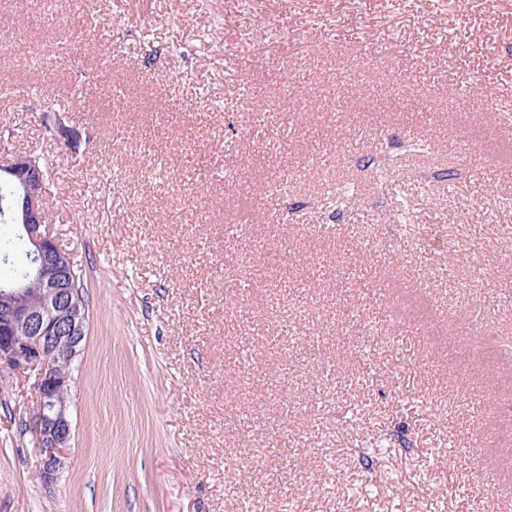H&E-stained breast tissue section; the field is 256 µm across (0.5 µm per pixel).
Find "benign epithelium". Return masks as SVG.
<instances>
[{
  "label": "benign epithelium",
  "instance_id": "7a95c632",
  "mask_svg": "<svg viewBox=\"0 0 512 512\" xmlns=\"http://www.w3.org/2000/svg\"><path fill=\"white\" fill-rule=\"evenodd\" d=\"M0 180L14 188L13 220L28 245L27 288H0V368L35 373L36 400L21 421L39 449L37 476L57 482L72 438L69 402L71 374L61 364L80 355L86 335L87 309L69 287L73 261L50 234L45 203V171L38 158L16 155L0 165ZM40 288L36 303L22 299Z\"/></svg>",
  "mask_w": 512,
  "mask_h": 512
}]
</instances>
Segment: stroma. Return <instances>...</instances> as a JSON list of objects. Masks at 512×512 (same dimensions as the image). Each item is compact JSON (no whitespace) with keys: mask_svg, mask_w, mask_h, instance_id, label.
<instances>
[{"mask_svg":"<svg viewBox=\"0 0 512 512\" xmlns=\"http://www.w3.org/2000/svg\"><path fill=\"white\" fill-rule=\"evenodd\" d=\"M506 103L512 0H0V142L56 159L89 301L51 487L0 375V512H512Z\"/></svg>","mask_w":512,"mask_h":512,"instance_id":"obj_1","label":"stroma"}]
</instances>
